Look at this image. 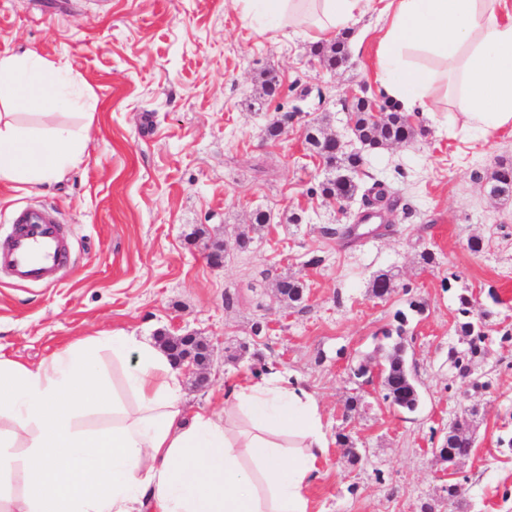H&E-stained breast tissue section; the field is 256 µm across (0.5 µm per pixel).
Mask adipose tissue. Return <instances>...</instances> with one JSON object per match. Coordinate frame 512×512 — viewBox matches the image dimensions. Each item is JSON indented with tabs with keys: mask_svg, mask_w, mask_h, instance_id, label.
Returning <instances> with one entry per match:
<instances>
[{
	"mask_svg": "<svg viewBox=\"0 0 512 512\" xmlns=\"http://www.w3.org/2000/svg\"><path fill=\"white\" fill-rule=\"evenodd\" d=\"M259 34L291 29L329 41L376 0H232ZM384 91L428 111L447 84L462 127L512 128V0H383ZM89 110L72 69L37 53H0V182L35 188L86 156L88 130L29 127L19 111ZM111 349L122 394L96 353ZM111 410L109 427L80 420ZM330 446L310 388L271 371L227 383L221 411L188 412L178 367L125 333L71 343L39 363L0 358V512H312L307 489Z\"/></svg>",
	"mask_w": 512,
	"mask_h": 512,
	"instance_id": "adipose-tissue-1",
	"label": "adipose tissue"
}]
</instances>
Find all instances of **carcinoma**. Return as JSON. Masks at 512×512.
Returning <instances> with one entry per match:
<instances>
[{
    "mask_svg": "<svg viewBox=\"0 0 512 512\" xmlns=\"http://www.w3.org/2000/svg\"><path fill=\"white\" fill-rule=\"evenodd\" d=\"M311 54L317 57L327 69H336L345 62L344 37L337 38L333 44L317 43L311 46ZM391 111L386 113L382 122L376 123L371 116L364 112L362 102L353 106L354 128L358 136L365 141L371 150L385 149L395 143L409 142L415 137V130L409 124L407 115L398 111L394 104ZM306 140L312 149L322 158L326 166V177L320 189L323 196L336 201L354 198L362 190L357 180L358 172L363 165V157L357 153H347L342 150L340 141L332 134H327L320 127L311 128ZM493 185L490 193L499 198H512V166L502 165L492 175ZM275 287L288 304L303 302L304 285L292 277H282L276 281ZM395 287V274L387 271L376 275L371 283L373 296L382 298ZM458 320L455 325V335L463 338L466 344L460 348L452 347L448 356L459 374L466 377L471 374L473 363L483 358L488 351V334L484 331L486 319L490 312L482 313V320L473 317V297L461 293L457 296ZM381 369L387 385L397 393L392 400L393 407L411 413L420 404V394L407 366L404 345L396 343L381 364ZM448 458L468 457L472 453V444L466 429L460 423L448 431Z\"/></svg>",
    "mask_w": 512,
    "mask_h": 512,
    "instance_id": "cac0c4a2",
    "label": "carcinoma"
}]
</instances>
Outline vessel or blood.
I'll list each match as a JSON object with an SVG mask.
<instances>
[{
    "instance_id": "1",
    "label": "vessel or blood",
    "mask_w": 512,
    "mask_h": 512,
    "mask_svg": "<svg viewBox=\"0 0 512 512\" xmlns=\"http://www.w3.org/2000/svg\"><path fill=\"white\" fill-rule=\"evenodd\" d=\"M16 226L6 244L0 245V275L26 283L54 282L68 262L69 247L61 227L47 211L15 212Z\"/></svg>"
}]
</instances>
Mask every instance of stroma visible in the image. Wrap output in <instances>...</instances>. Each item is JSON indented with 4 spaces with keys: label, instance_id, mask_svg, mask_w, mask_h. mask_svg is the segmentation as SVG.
<instances>
[{
    "label": "stroma",
    "instance_id": "obj_1",
    "mask_svg": "<svg viewBox=\"0 0 512 512\" xmlns=\"http://www.w3.org/2000/svg\"><path fill=\"white\" fill-rule=\"evenodd\" d=\"M386 24L364 15L361 42L330 72L313 63L309 40L256 35L225 0H0V52L70 66L97 100L83 163L37 189L0 185V241L15 211L43 208L71 250L53 284L0 276V355L36 364L84 336L198 332L213 358L206 387L181 373L188 410H220L226 379L269 368L319 398L331 445L308 489L312 512H512V450L497 443L512 434V341L499 335L512 325V199L489 193L498 165H512V131L451 127L454 103L435 92L431 112L410 115L411 143L366 157L362 186L381 184L398 203L389 227L358 242L324 233L356 223L367 205L322 196L323 166L304 132L324 122L345 151L360 150L348 106L355 94L387 100L377 67ZM274 74L278 95L261 98ZM287 110L295 124L266 139ZM258 211L270 221L238 251ZM473 237L481 252L468 249ZM426 250L433 264L422 263ZM386 271L395 287L379 299L370 283ZM279 276L304 284L301 307L279 297ZM463 291L491 313L492 342L472 367L485 390L448 359ZM413 302L423 311L405 345L421 405L408 414L354 371L382 359L383 330ZM461 421L474 447L451 467L431 450Z\"/></svg>",
    "mask_w": 512,
    "mask_h": 512
}]
</instances>
